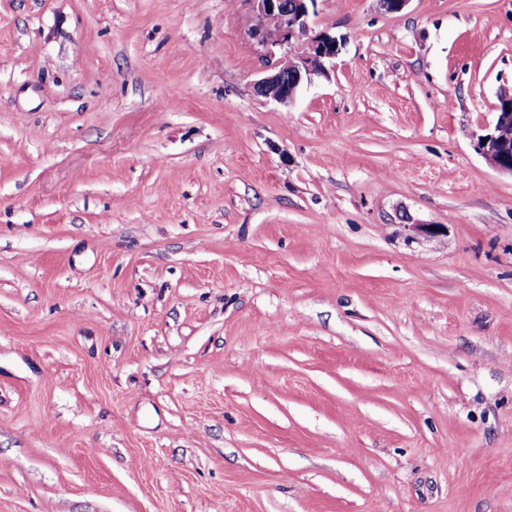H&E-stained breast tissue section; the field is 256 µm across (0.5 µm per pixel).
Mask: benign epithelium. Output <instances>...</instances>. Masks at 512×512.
I'll return each instance as SVG.
<instances>
[{
	"mask_svg": "<svg viewBox=\"0 0 512 512\" xmlns=\"http://www.w3.org/2000/svg\"><path fill=\"white\" fill-rule=\"evenodd\" d=\"M256 25L250 35L265 48L297 42L302 50L277 63L274 73L254 83L257 95L290 106L302 86L314 75L328 76L327 65L338 55L342 39L312 34L310 14L317 0H248ZM512 126V87L501 88L492 127L477 138V148L496 170L512 175V140L505 129Z\"/></svg>",
	"mask_w": 512,
	"mask_h": 512,
	"instance_id": "1",
	"label": "benign epithelium"
}]
</instances>
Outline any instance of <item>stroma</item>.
<instances>
[{"instance_id": "stroma-1", "label": "stroma", "mask_w": 512, "mask_h": 512, "mask_svg": "<svg viewBox=\"0 0 512 512\" xmlns=\"http://www.w3.org/2000/svg\"><path fill=\"white\" fill-rule=\"evenodd\" d=\"M310 21L0 0V512H512V0ZM253 21L250 35L265 48L300 43L302 50L288 54L274 73L254 83L258 96L290 106L302 86L314 75L328 76L327 65L338 55L342 39L329 33L311 35L310 14L317 0H247ZM288 77L292 88H288ZM497 98L493 125L487 133L478 136L477 148L493 168L512 176V140L505 133L507 127H512V112H509L512 111V85L501 88ZM482 139H487L486 144Z\"/></svg>"}]
</instances>
